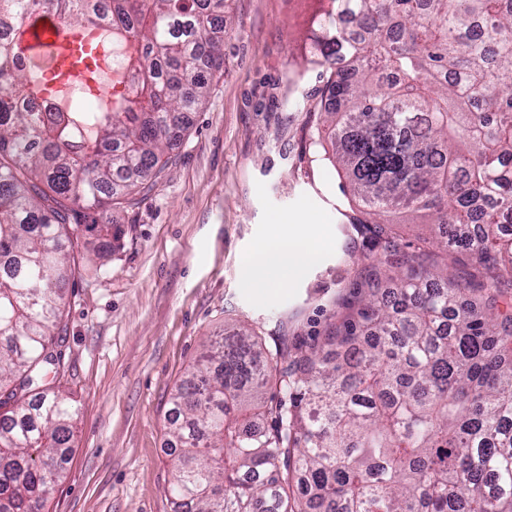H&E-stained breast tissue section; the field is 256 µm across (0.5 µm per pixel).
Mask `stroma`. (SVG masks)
Instances as JSON below:
<instances>
[{
	"label": "stroma",
	"mask_w": 512,
	"mask_h": 512,
	"mask_svg": "<svg viewBox=\"0 0 512 512\" xmlns=\"http://www.w3.org/2000/svg\"><path fill=\"white\" fill-rule=\"evenodd\" d=\"M312 0H229L224 73L190 114L151 188L113 210L110 253L74 251L62 390L78 406L64 478L44 512H171L170 396L202 341L247 326L310 345L355 300L365 268L360 217L318 141V113L282 111L287 76L318 68L301 51ZM324 225L335 243L285 292L242 285L243 258L278 219Z\"/></svg>",
	"instance_id": "1"
}]
</instances>
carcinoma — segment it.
<instances>
[{"mask_svg": "<svg viewBox=\"0 0 512 512\" xmlns=\"http://www.w3.org/2000/svg\"><path fill=\"white\" fill-rule=\"evenodd\" d=\"M307 53L330 142L371 217L352 312L308 348L232 329L172 396L173 512H512V0H318ZM109 32L117 89L47 96L16 32ZM224 0H0V512H42L74 400L48 386L70 254L150 175L224 70ZM433 220L401 253L397 228ZM473 271L448 270V249Z\"/></svg>", "mask_w": 512, "mask_h": 512, "instance_id": "cac0c4a2", "label": "carcinoma"}]
</instances>
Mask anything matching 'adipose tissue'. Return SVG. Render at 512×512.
<instances>
[{"label":"adipose tissue","mask_w":512,"mask_h":512,"mask_svg":"<svg viewBox=\"0 0 512 512\" xmlns=\"http://www.w3.org/2000/svg\"><path fill=\"white\" fill-rule=\"evenodd\" d=\"M331 246L323 225L305 224L263 240L243 260V285L265 292L284 291Z\"/></svg>","instance_id":"1"}]
</instances>
